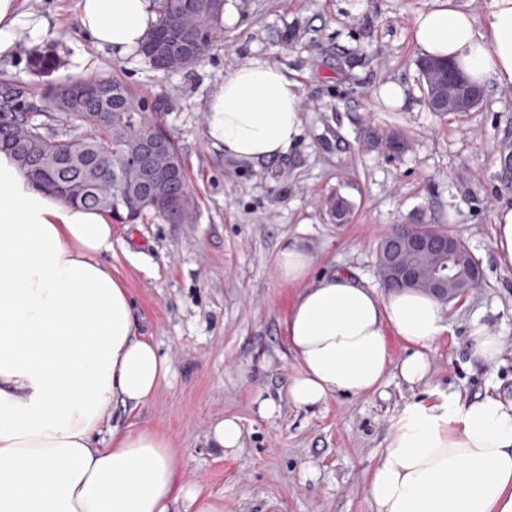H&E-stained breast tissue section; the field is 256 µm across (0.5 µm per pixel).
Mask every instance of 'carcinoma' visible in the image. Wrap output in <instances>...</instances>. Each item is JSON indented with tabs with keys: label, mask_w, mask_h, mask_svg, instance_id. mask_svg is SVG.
I'll return each instance as SVG.
<instances>
[{
	"label": "carcinoma",
	"mask_w": 512,
	"mask_h": 512,
	"mask_svg": "<svg viewBox=\"0 0 512 512\" xmlns=\"http://www.w3.org/2000/svg\"><path fill=\"white\" fill-rule=\"evenodd\" d=\"M219 0H158V17L140 53L156 71L200 63L221 30ZM158 102L106 75L66 77L49 85L42 104L29 90L0 80V150L9 153L32 186L71 204L101 209L122 224L150 213L168 224H191L197 201L174 139L149 116ZM163 135L168 151L154 158L174 176L154 195L129 154L148 134Z\"/></svg>",
	"instance_id": "carcinoma-1"
}]
</instances>
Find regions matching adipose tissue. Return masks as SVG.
I'll return each mask as SVG.
<instances>
[{
    "label": "adipose tissue",
    "instance_id": "1",
    "mask_svg": "<svg viewBox=\"0 0 512 512\" xmlns=\"http://www.w3.org/2000/svg\"><path fill=\"white\" fill-rule=\"evenodd\" d=\"M21 0H0V55L18 30L47 36ZM83 31L114 57L138 53L156 17L151 0H80ZM422 57L447 59L477 84L512 89V0H492L485 27L453 0L419 13ZM302 132L297 82L251 59L226 72L206 107L205 134L226 156L260 162ZM112 218L36 191L0 152V512H224L187 486L167 435L152 429L98 436L113 400L149 401L170 366L142 333L124 283L112 274ZM300 239L278 253L283 281L301 284L285 321L300 364L288 384L299 407L377 389L392 364L388 333L416 345L399 367L423 380V353L447 332L439 301L377 295L348 272L310 278ZM369 494L375 512H512V402L449 395L405 407L393 421Z\"/></svg>",
    "mask_w": 512,
    "mask_h": 512
}]
</instances>
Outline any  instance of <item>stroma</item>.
<instances>
[{
	"label": "stroma",
	"mask_w": 512,
	"mask_h": 512,
	"mask_svg": "<svg viewBox=\"0 0 512 512\" xmlns=\"http://www.w3.org/2000/svg\"><path fill=\"white\" fill-rule=\"evenodd\" d=\"M435 0H224V32L206 59L162 74L141 56L117 59L84 35L78 0H23L47 20L41 40L0 59V79L37 90L59 79L111 73L160 100L175 138L197 220L149 217L113 223L108 260L135 301L142 332L170 363L166 383L139 409L113 401L111 424L152 429L172 441L191 486L224 500V512H374L370 478L393 420L416 401L442 394L512 401V270L495 261V217L512 208V91L489 85L459 116L431 112L412 40L418 13ZM49 54L38 73L34 54ZM252 58L278 66L299 85L302 133L264 163L226 157L205 136V109L224 73ZM406 90L386 106L384 83ZM348 214L336 222L329 200ZM434 224L461 239L482 270L479 288L444 304L449 330L425 348L429 372L408 383L398 363L413 348L389 334L395 363L373 393L334 394L314 407L288 400L299 365L285 336L297 291L278 273L288 238H305L311 277L348 271L386 295L377 274L381 240L397 229ZM498 334L496 364L471 355V322ZM275 402L261 413L262 400ZM237 418L242 446L211 448L208 432Z\"/></svg>",
	"instance_id": "35a3bbf8"
}]
</instances>
